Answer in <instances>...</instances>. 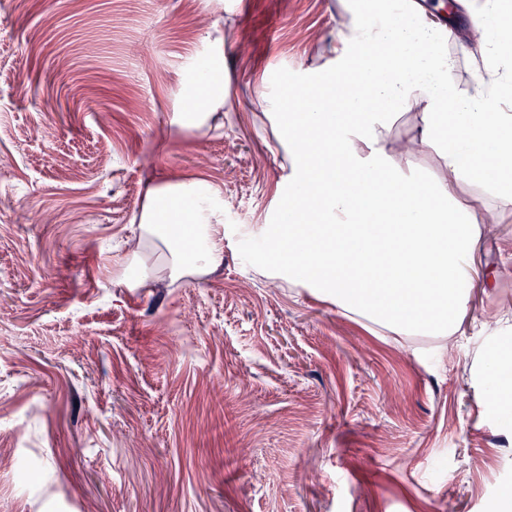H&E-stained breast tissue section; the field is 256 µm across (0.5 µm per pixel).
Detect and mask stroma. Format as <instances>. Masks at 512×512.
Wrapping results in <instances>:
<instances>
[{"mask_svg": "<svg viewBox=\"0 0 512 512\" xmlns=\"http://www.w3.org/2000/svg\"><path fill=\"white\" fill-rule=\"evenodd\" d=\"M340 0H0V512H498L512 423L481 329L512 307V216L472 333L381 335L257 268L289 195L275 117ZM224 33V105L173 133ZM221 193L224 263L126 287L148 183ZM491 355L485 358L480 369L474 373V378L484 393V403L490 411H501L512 407V349L498 354L493 349Z\"/></svg>", "mask_w": 512, "mask_h": 512, "instance_id": "obj_1", "label": "stroma"}]
</instances>
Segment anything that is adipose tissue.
<instances>
[{
    "mask_svg": "<svg viewBox=\"0 0 512 512\" xmlns=\"http://www.w3.org/2000/svg\"><path fill=\"white\" fill-rule=\"evenodd\" d=\"M454 9L492 26L466 36L418 0H359L330 66L306 81L309 98L282 120L291 203L255 235L280 257L289 284L394 336L463 335L472 291L489 281L475 254L512 211V10L500 0H454ZM452 40L483 62L472 91L455 86ZM355 44L367 56H355ZM391 102L423 104L416 139L438 157L432 183L407 175L404 153L390 146ZM467 184L485 187L495 208L461 201ZM218 201L203 180L149 185L137 230L164 260L149 268L126 257V287L221 266L224 250L209 233ZM474 377L488 410L512 407V351L485 358Z\"/></svg>",
    "mask_w": 512,
    "mask_h": 512,
    "instance_id": "1",
    "label": "adipose tissue"
}]
</instances>
